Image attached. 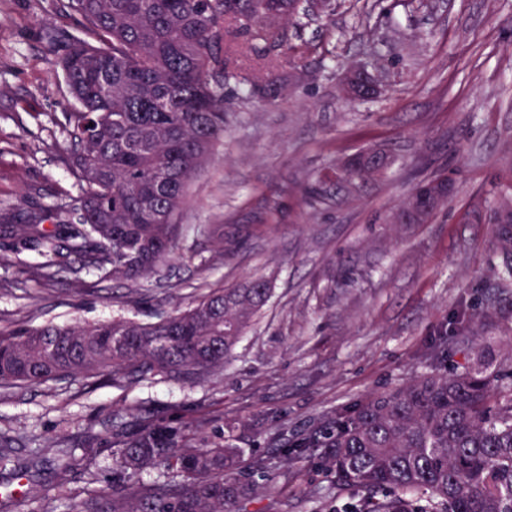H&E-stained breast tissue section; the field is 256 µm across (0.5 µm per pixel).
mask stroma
Wrapping results in <instances>:
<instances>
[{
  "instance_id": "stroma-1",
  "label": "stroma",
  "mask_w": 512,
  "mask_h": 512,
  "mask_svg": "<svg viewBox=\"0 0 512 512\" xmlns=\"http://www.w3.org/2000/svg\"><path fill=\"white\" fill-rule=\"evenodd\" d=\"M74 29L61 0H0V328L153 322L254 278L271 296L204 377L0 387V435H23V462L51 438L97 449L91 465L108 474L112 426L129 411L199 438L235 424L243 448L268 458L248 512H334L364 498L337 490L301 443L421 373L431 347L464 360L441 334L453 315L486 306L491 211L512 205V0H341L328 18H296L293 44L322 54L283 57L297 79L272 103L226 95L224 137L187 187L175 255L134 282L74 257L42 280L11 234L85 190L66 162L76 102L59 67ZM362 59L384 64L386 90L343 99L342 70ZM373 145L394 157L383 175L348 197L302 198L301 184ZM439 174L456 186L448 207L429 224L394 223L411 185Z\"/></svg>"
}]
</instances>
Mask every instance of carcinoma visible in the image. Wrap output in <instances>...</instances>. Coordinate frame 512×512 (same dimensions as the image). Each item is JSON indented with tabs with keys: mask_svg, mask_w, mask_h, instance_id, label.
<instances>
[{
	"mask_svg": "<svg viewBox=\"0 0 512 512\" xmlns=\"http://www.w3.org/2000/svg\"><path fill=\"white\" fill-rule=\"evenodd\" d=\"M259 0H64L81 36L61 59V71L79 109L69 116L68 165L85 192L56 209L31 214L12 226L14 238L42 258L50 278L72 255L114 280L153 273L172 252L189 182L224 136V91L242 90L272 100L278 87L246 77V64L280 69L292 48L288 0H266L284 19L262 27ZM336 184L317 177L300 193L317 199ZM502 205L493 218L499 259L493 290L512 288V222ZM53 222L43 227V222ZM270 288L254 280L218 289L190 309L152 323L113 320L0 329V385L42 384L68 377L112 374L139 380L156 373L206 375L245 334ZM461 341H476L465 363L448 368L439 356L407 383L368 397L311 437L317 467L336 489L369 496L355 512H512V301L459 323ZM137 430L112 433V455L123 487L102 483L90 453L56 441L53 479L63 486L83 466L87 495L70 512H243L260 494L254 476L264 468L237 467L236 427L209 442L183 428L135 414ZM15 438H0V476L32 474L16 464ZM146 469L159 472L144 483ZM36 499L0 500L4 512H21Z\"/></svg>",
	"mask_w": 512,
	"mask_h": 512,
	"instance_id": "obj_1",
	"label": "carcinoma"
}]
</instances>
